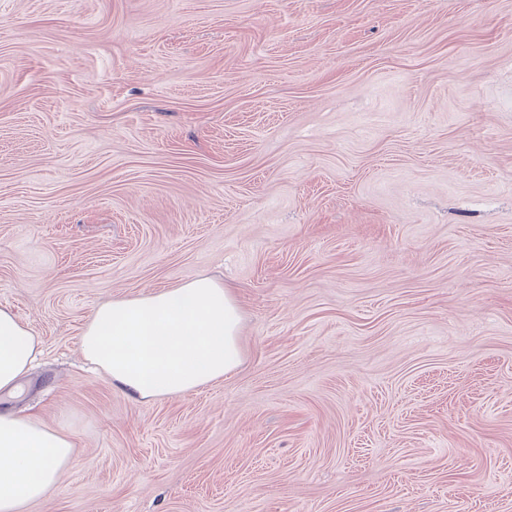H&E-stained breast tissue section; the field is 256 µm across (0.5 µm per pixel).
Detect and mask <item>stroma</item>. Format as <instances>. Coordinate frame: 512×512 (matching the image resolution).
<instances>
[{
  "label": "stroma",
  "instance_id": "1",
  "mask_svg": "<svg viewBox=\"0 0 512 512\" xmlns=\"http://www.w3.org/2000/svg\"><path fill=\"white\" fill-rule=\"evenodd\" d=\"M201 276L231 377L86 362ZM0 307L80 459L25 512H512V0H0ZM240 319L224 282L197 277L172 290L101 303L84 325L81 351L127 396L181 397L238 369Z\"/></svg>",
  "mask_w": 512,
  "mask_h": 512
}]
</instances>
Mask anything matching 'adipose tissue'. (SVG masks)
I'll return each mask as SVG.
<instances>
[{
  "label": "adipose tissue",
  "mask_w": 512,
  "mask_h": 512,
  "mask_svg": "<svg viewBox=\"0 0 512 512\" xmlns=\"http://www.w3.org/2000/svg\"><path fill=\"white\" fill-rule=\"evenodd\" d=\"M240 309L222 281L198 277L178 288L98 305L81 336L84 358L123 394L181 397L233 374L242 362ZM40 352L31 327L0 308V395L17 397ZM71 433L0 413V512L47 500L62 471L77 465Z\"/></svg>",
  "instance_id": "ef3b65f1"
}]
</instances>
